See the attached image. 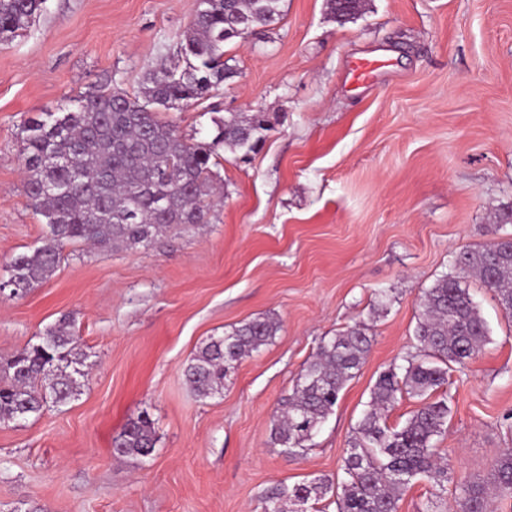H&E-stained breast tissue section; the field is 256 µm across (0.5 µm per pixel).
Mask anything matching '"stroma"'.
<instances>
[{
  "label": "stroma",
  "mask_w": 512,
  "mask_h": 512,
  "mask_svg": "<svg viewBox=\"0 0 512 512\" xmlns=\"http://www.w3.org/2000/svg\"><path fill=\"white\" fill-rule=\"evenodd\" d=\"M198 0H46L0 42V279L43 241L21 166L24 120L116 84L136 94L177 44ZM379 57L374 80L351 62ZM220 91L159 117L191 142L263 112L249 156L219 149L208 223L149 249L66 245L51 278L0 296V361L68 317L87 375L68 404L0 423V512H262L275 484L338 482L377 374L414 343L418 299L456 254L512 235V0H364L338 24L328 0H282L274 29L224 46ZM490 329L451 375L437 441L449 485L414 482L399 512L455 506L463 476L512 448V319L478 279ZM265 317L280 330L201 399L184 368L201 343ZM365 324L373 342L302 458L274 444V415L320 341ZM149 414L152 456L114 439Z\"/></svg>",
  "instance_id": "1"
}]
</instances>
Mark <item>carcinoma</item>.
<instances>
[{"label":"carcinoma","mask_w":512,"mask_h":512,"mask_svg":"<svg viewBox=\"0 0 512 512\" xmlns=\"http://www.w3.org/2000/svg\"><path fill=\"white\" fill-rule=\"evenodd\" d=\"M281 0H199L192 25L178 44L185 67H161L149 74L140 95L119 87L84 96L63 112H46L23 124V165L29 206L45 219L48 243L15 256L10 277L15 295L46 282L68 244L91 243L147 248L163 229L208 223L213 208L215 146L249 153L272 126L262 112L232 115L218 126L210 145L188 144L159 108L198 101L233 77L224 65L225 43L247 39L257 27L280 19ZM45 0H0V41L27 29ZM340 24L353 20L362 0H329ZM477 277L512 316V236L478 249L466 248L455 271L436 279L418 301L417 345L402 364L380 371L370 409L343 459L345 480L337 512H398L403 492L419 479L444 488L448 462L437 448L448 422V396L431 395L447 386L448 373L464 368L487 343L489 328L466 278ZM280 329L254 319L198 348L184 369L186 382L201 398L224 388V379L245 358L267 345ZM365 325L321 340L313 359L282 399L274 419V440L288 457L306 452L345 384L355 378L371 350ZM86 355L78 348L67 318L49 327L40 342L0 362V422H20L42 413L48 403L64 404L85 378ZM421 404L403 426L392 428L383 413L404 396ZM156 438L148 416L130 421L114 440L120 456L153 454ZM331 491L326 481L267 489L264 512H304L301 506ZM456 512H490L494 499L512 497V450L502 453L485 479L456 485Z\"/></svg>","instance_id":"obj_1"}]
</instances>
